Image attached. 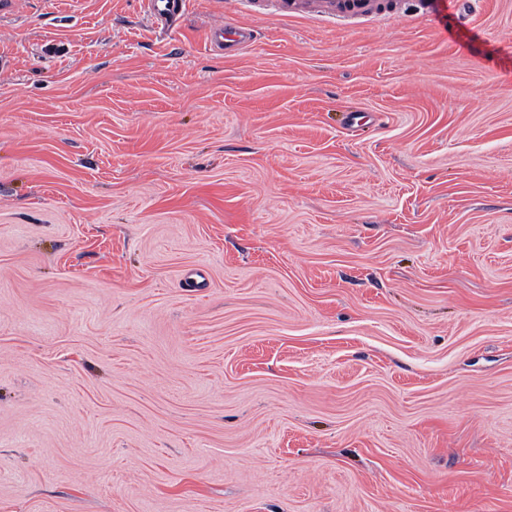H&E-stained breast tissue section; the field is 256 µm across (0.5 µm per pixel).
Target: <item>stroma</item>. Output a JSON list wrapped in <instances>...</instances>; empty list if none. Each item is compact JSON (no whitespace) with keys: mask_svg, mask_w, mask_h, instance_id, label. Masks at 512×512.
I'll list each match as a JSON object with an SVG mask.
<instances>
[{"mask_svg":"<svg viewBox=\"0 0 512 512\" xmlns=\"http://www.w3.org/2000/svg\"><path fill=\"white\" fill-rule=\"evenodd\" d=\"M396 3L0 10V512H512V0ZM186 0H148V7L156 20V23L162 29H172L179 21L184 8ZM281 0V8L287 13L321 12L339 20L366 17L377 13L376 0Z\"/></svg>","mask_w":512,"mask_h":512,"instance_id":"35a3bbf8","label":"stroma"}]
</instances>
